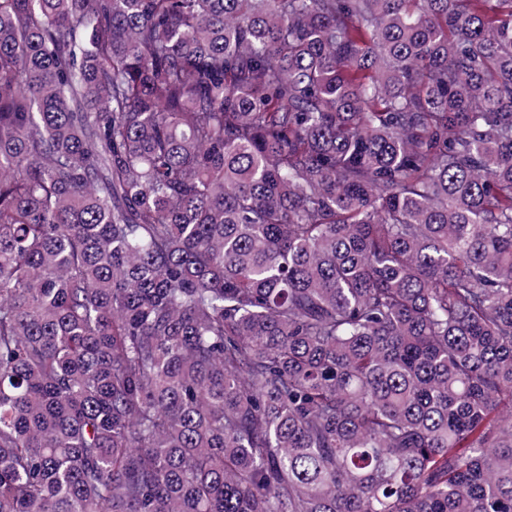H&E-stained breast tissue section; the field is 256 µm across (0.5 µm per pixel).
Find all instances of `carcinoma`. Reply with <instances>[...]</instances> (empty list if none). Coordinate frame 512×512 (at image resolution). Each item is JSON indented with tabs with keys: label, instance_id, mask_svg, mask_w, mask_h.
<instances>
[{
	"label": "carcinoma",
	"instance_id": "obj_1",
	"mask_svg": "<svg viewBox=\"0 0 512 512\" xmlns=\"http://www.w3.org/2000/svg\"><path fill=\"white\" fill-rule=\"evenodd\" d=\"M0 512H512V0H0Z\"/></svg>",
	"mask_w": 512,
	"mask_h": 512
}]
</instances>
